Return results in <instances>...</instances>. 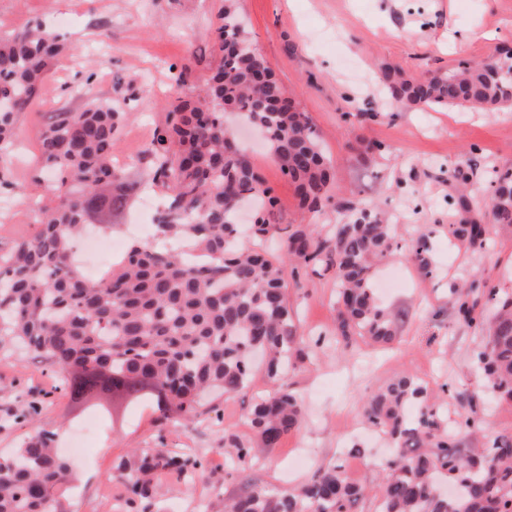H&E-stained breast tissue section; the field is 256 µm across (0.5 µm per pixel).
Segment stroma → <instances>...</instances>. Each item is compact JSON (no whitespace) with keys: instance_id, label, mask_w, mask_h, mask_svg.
Here are the masks:
<instances>
[{"instance_id":"1","label":"stroma","mask_w":512,"mask_h":512,"mask_svg":"<svg viewBox=\"0 0 512 512\" xmlns=\"http://www.w3.org/2000/svg\"><path fill=\"white\" fill-rule=\"evenodd\" d=\"M248 31L275 76L291 91L314 125L333 164L334 192L344 201L374 202L386 211L398 238L414 237L420 225L433 227L431 245L437 270L423 276L402 254L384 260L382 274L404 269L408 280L382 293L383 302L405 312L402 333L386 347L320 349L316 359L289 369L288 381L302 400L301 427L286 435L270 456L239 471L224 469V432L255 441L246 423L253 398L270 385L256 372L243 393L216 399L211 422L160 437L150 411L136 410L125 426L102 423L97 439L74 466L76 483L66 493L71 512H110L125 491L112 484V463L133 448L166 441L171 448L194 449L204 460L207 479L187 483L158 475L160 512H197L202 502L238 489L248 479L283 490L304 483L318 466L343 460L352 446L365 448L355 481L373 484L382 476L388 444L361 419L363 396L401 373L424 382L430 395L443 384L458 390L481 386L474 350L480 327L457 321L450 287L479 279L512 293V234L497 232L489 253L462 248L448 233L454 207L448 169L474 150L476 196L485 193L492 169L512 168V111L397 108L380 87L384 66L421 76L455 67L512 47V0H234ZM225 0H0V33L40 22L62 35L71 49L48 73L39 96L18 119V150L5 162L0 199L15 200V186L28 198L45 191L38 139L47 113L80 106L84 96L117 106L128 118L115 157L125 158L130 180L146 178L139 156L164 125L172 88L186 73L185 92L206 87L219 57L213 26ZM388 145L386 153L373 143ZM256 171L278 200L284 223L332 224L335 206L303 209L262 141L251 152ZM302 344L331 335L336 323L333 275L312 277L290 289ZM59 378L45 362L21 349L0 352V456L18 448L32 428L58 433L60 444L84 423L59 391ZM482 427L460 436L474 449L497 433L512 430V404L480 408Z\"/></svg>"}]
</instances>
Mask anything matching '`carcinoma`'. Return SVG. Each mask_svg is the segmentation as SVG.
I'll list each match as a JSON object with an SVG mask.
<instances>
[{
	"label": "carcinoma",
	"mask_w": 512,
	"mask_h": 512,
	"mask_svg": "<svg viewBox=\"0 0 512 512\" xmlns=\"http://www.w3.org/2000/svg\"><path fill=\"white\" fill-rule=\"evenodd\" d=\"M220 61L204 93H182L176 79L166 124L144 150L147 186L166 194L156 222L159 236L185 242L206 258L197 267L182 254L130 243L101 280L86 278L72 263L74 240L94 219L113 230L112 215L136 190L112 164L117 133L127 113L94 98L78 108L48 113L39 158L48 174L38 203L37 232L0 253V346L19 342L60 377L70 405L94 410L112 422L147 405L160 429L173 421L197 424L206 412L202 394L234 395L255 374L252 358L265 357L269 392L247 415L258 446L224 432L228 468L243 466L259 450L271 452L296 430L303 409L288 385L290 366L310 358L296 336L288 286L311 276L336 277V343L389 344L404 313L377 298L375 268L402 252L431 277L430 232L399 241L392 225L365 202L336 201L332 228L295 227L280 221L276 198L240 146H224V114L233 112L263 134L271 156L295 187L301 205L319 211L333 198L331 164L306 113L299 111L267 60L242 27L234 4L218 18ZM69 46L37 24L0 36V157L15 146L18 116L37 96L53 63ZM378 82L411 109H512V56L492 50L479 61L461 60L446 73L407 77L385 67ZM472 153L448 169L458 186L457 223L449 232L474 252L490 251L488 225L512 228V170H496L489 196L469 200L463 186L473 175ZM255 206L252 245L239 243L238 209ZM457 318L484 331L476 359L484 388L455 394L458 416L478 430L484 393L512 402V296L485 283L449 289ZM365 424L398 454L385 463L373 488L349 482L331 461L299 488L283 491L248 482L208 512H512V433H500L476 456L455 431L443 405L415 376L402 374L361 405ZM156 473L200 478L198 454L173 448H135L112 465L123 486L126 512H153ZM73 477L55 433L33 429L7 457H0V512H64L61 486ZM456 487L440 497L437 479Z\"/></svg>",
	"instance_id": "obj_1"
}]
</instances>
